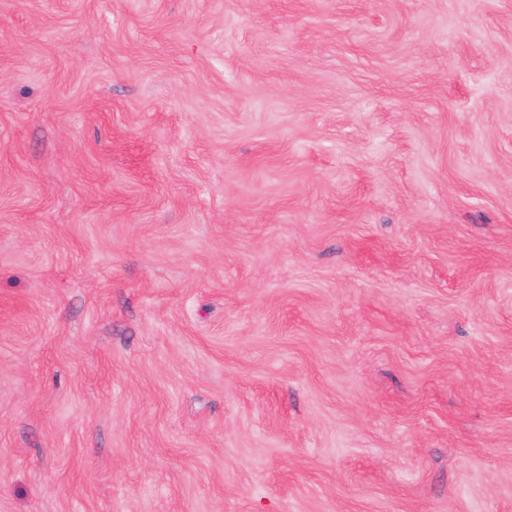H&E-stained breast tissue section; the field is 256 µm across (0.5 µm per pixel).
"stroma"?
Segmentation results:
<instances>
[{
    "label": "stroma",
    "instance_id": "35a3bbf8",
    "mask_svg": "<svg viewBox=\"0 0 512 512\" xmlns=\"http://www.w3.org/2000/svg\"><path fill=\"white\" fill-rule=\"evenodd\" d=\"M0 512H512V0H0Z\"/></svg>",
    "mask_w": 512,
    "mask_h": 512
}]
</instances>
